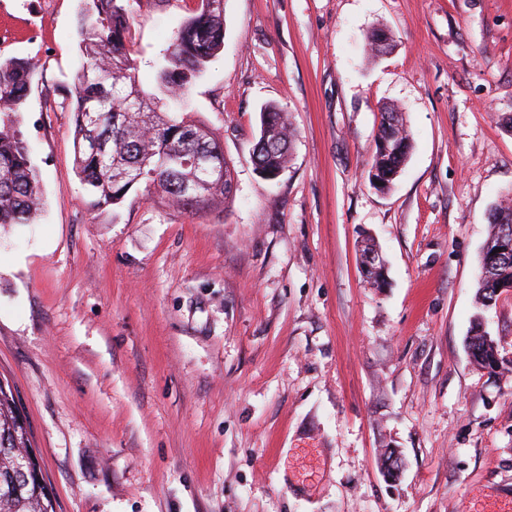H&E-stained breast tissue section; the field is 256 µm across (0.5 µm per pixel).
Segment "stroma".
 Returning a JSON list of instances; mask_svg holds the SVG:
<instances>
[{"label":"stroma","mask_w":512,"mask_h":512,"mask_svg":"<svg viewBox=\"0 0 512 512\" xmlns=\"http://www.w3.org/2000/svg\"><path fill=\"white\" fill-rule=\"evenodd\" d=\"M198 6L135 0L143 89ZM80 8L0 0V57L37 65L21 130L44 202L0 227V380L55 512H484L512 493V367L468 352L512 189V0H224L191 101L233 196L200 214L140 185L91 206L60 107ZM377 29L392 47L373 58ZM267 103L295 134L274 180L249 159ZM387 105L412 146L383 192Z\"/></svg>","instance_id":"35a3bbf8"}]
</instances>
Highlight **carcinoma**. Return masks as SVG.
<instances>
[{"label":"carcinoma","mask_w":512,"mask_h":512,"mask_svg":"<svg viewBox=\"0 0 512 512\" xmlns=\"http://www.w3.org/2000/svg\"><path fill=\"white\" fill-rule=\"evenodd\" d=\"M80 65L62 105L73 113L75 167L98 207L115 205L135 185L162 193L180 209L202 213L228 202L232 176L224 165L222 181L196 168L203 153L224 156L213 132L190 110L192 84L224 45V0H200L181 23L157 62V86L143 90L128 47L132 0H82ZM34 65L24 59H0V226L31 224L38 215L39 182L18 114L31 91ZM293 133L286 114L274 104L260 113V134L250 160L273 177L286 168ZM411 148L402 113L380 112L369 171L379 189L391 187ZM490 232L479 275V301L495 304L502 285L512 284V207L499 203L490 213ZM495 259L488 260V253ZM479 366L496 364L485 335L468 344ZM31 447L12 392L0 382V512H54L35 474L16 481V449Z\"/></svg>","instance_id":"obj_1"}]
</instances>
